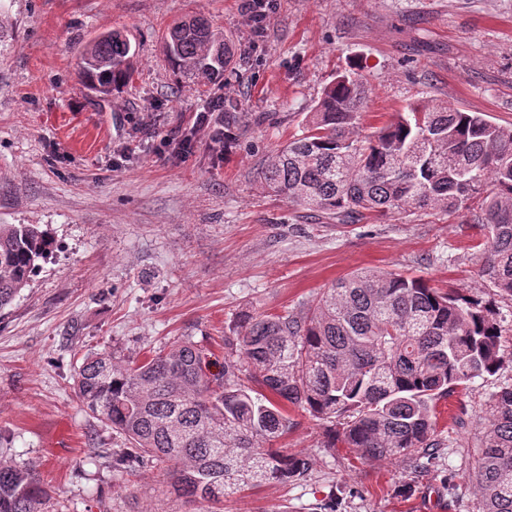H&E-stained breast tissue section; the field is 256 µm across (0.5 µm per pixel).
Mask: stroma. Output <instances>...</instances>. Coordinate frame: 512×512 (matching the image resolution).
I'll return each mask as SVG.
<instances>
[{"instance_id":"35a3bbf8","label":"stroma","mask_w":512,"mask_h":512,"mask_svg":"<svg viewBox=\"0 0 512 512\" xmlns=\"http://www.w3.org/2000/svg\"><path fill=\"white\" fill-rule=\"evenodd\" d=\"M192 16L227 36L231 61L201 86L168 64L163 37ZM119 29L135 51L129 84L105 98L77 75L88 42ZM362 76L365 132L424 97L512 125V0H269L256 31L244 0H0V224H39L53 250L0 311V436L77 512H199L158 470L136 481L112 466L123 440L79 402L74 369L104 350L139 361L181 337L224 356L244 310L280 314L362 268L421 278L494 301L502 326L495 375L437 404L432 471L326 446L327 426L289 408L279 442L314 462L302 482L225 500L221 512H477L470 476L491 395L512 385V299L478 269L479 229L438 210L339 224L263 192L268 157L301 134L337 71ZM222 101L236 135L218 154L196 112ZM185 159H160L172 130ZM410 486L403 495L399 486Z\"/></svg>"}]
</instances>
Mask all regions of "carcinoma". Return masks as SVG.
I'll return each mask as SVG.
<instances>
[{
  "label": "carcinoma",
  "mask_w": 512,
  "mask_h": 512,
  "mask_svg": "<svg viewBox=\"0 0 512 512\" xmlns=\"http://www.w3.org/2000/svg\"><path fill=\"white\" fill-rule=\"evenodd\" d=\"M164 49L174 70L203 82L223 75L231 58L224 34L196 18L170 28ZM131 58L123 32H103L84 50L81 81L113 91L131 80ZM366 98L363 78L338 74L303 133L268 161L261 189L338 224L392 211H465L484 230L481 279L512 297V125L421 101L364 135ZM51 246L39 224H0V310ZM500 338L491 301L361 269L297 311L239 315L224 336L222 363L189 338L139 364L97 352L75 369L74 388L86 410L128 444L114 459L126 475L151 467L189 501L221 502L309 476L310 457L276 447L294 426L288 404L340 424L329 448L428 472L441 447L436 401L494 375ZM472 481L478 512H512V386L491 397ZM0 512L64 510L32 468L0 456Z\"/></svg>",
  "instance_id": "obj_1"
}]
</instances>
